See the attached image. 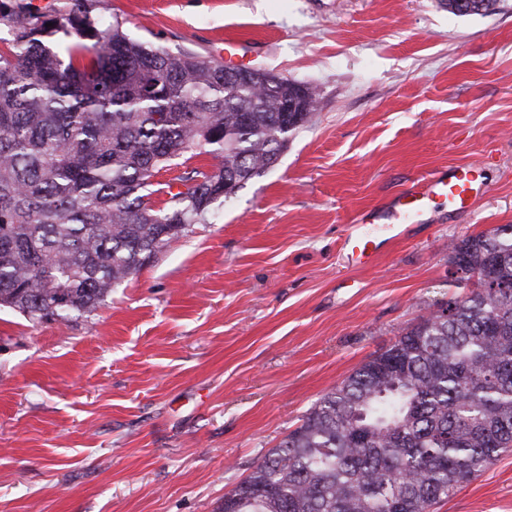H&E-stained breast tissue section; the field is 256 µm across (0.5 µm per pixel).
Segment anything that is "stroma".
<instances>
[{"label":"stroma","instance_id":"stroma-1","mask_svg":"<svg viewBox=\"0 0 512 512\" xmlns=\"http://www.w3.org/2000/svg\"><path fill=\"white\" fill-rule=\"evenodd\" d=\"M131 37L313 87L277 164L91 315L0 310V512H218L304 412L446 300L452 243L512 224V0H103ZM481 169L373 265L348 225L422 176ZM434 512H512V449Z\"/></svg>","mask_w":512,"mask_h":512}]
</instances>
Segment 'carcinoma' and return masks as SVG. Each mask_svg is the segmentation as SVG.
Wrapping results in <instances>:
<instances>
[{
	"mask_svg": "<svg viewBox=\"0 0 512 512\" xmlns=\"http://www.w3.org/2000/svg\"><path fill=\"white\" fill-rule=\"evenodd\" d=\"M99 2L0 0V307L32 321L94 313L273 167L315 105L292 80L132 39ZM187 152L217 169L148 206L152 178ZM448 262L467 292L329 389L220 512H431L512 448V224L454 243Z\"/></svg>",
	"mask_w": 512,
	"mask_h": 512,
	"instance_id": "1",
	"label": "carcinoma"
}]
</instances>
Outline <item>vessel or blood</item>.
Returning <instances> with one entry per match:
<instances>
[{"instance_id":"1","label":"vessel or blood","mask_w":512,"mask_h":512,"mask_svg":"<svg viewBox=\"0 0 512 512\" xmlns=\"http://www.w3.org/2000/svg\"><path fill=\"white\" fill-rule=\"evenodd\" d=\"M475 181L473 169L469 166L455 167L423 177L410 190L395 195L389 201L388 209L397 217L398 222L385 225L384 233L394 238L398 235V224L419 222L428 202L436 197L447 199L451 208L466 207ZM343 245L348 261L352 265L364 267L373 262L379 242L375 235L366 231L364 224H353L347 230Z\"/></svg>"}]
</instances>
